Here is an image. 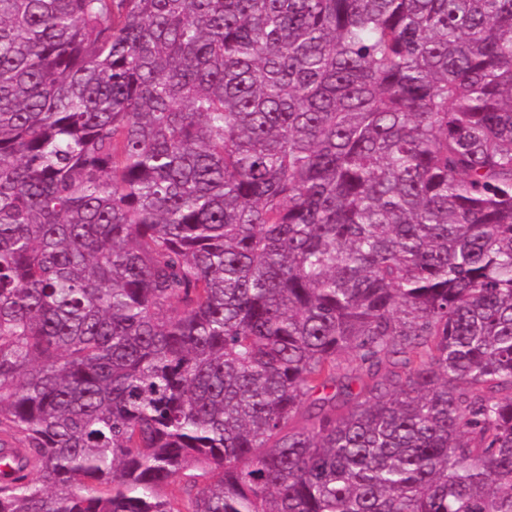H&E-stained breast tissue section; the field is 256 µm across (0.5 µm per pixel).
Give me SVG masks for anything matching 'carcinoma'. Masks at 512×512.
Wrapping results in <instances>:
<instances>
[{"mask_svg":"<svg viewBox=\"0 0 512 512\" xmlns=\"http://www.w3.org/2000/svg\"><path fill=\"white\" fill-rule=\"evenodd\" d=\"M0 512H512V0H0Z\"/></svg>","mask_w":512,"mask_h":512,"instance_id":"obj_1","label":"carcinoma"}]
</instances>
